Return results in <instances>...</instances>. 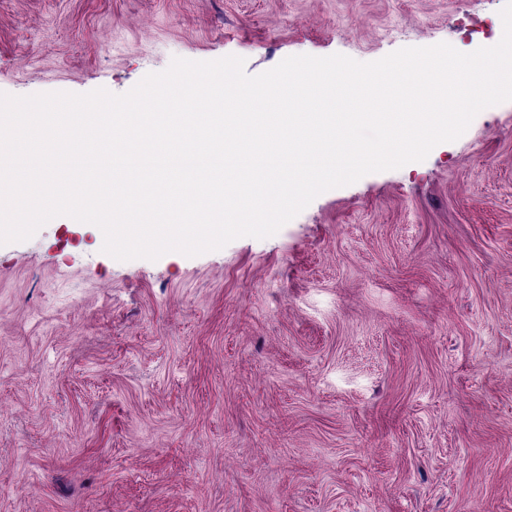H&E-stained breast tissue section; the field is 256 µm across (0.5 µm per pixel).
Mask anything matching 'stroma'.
I'll return each instance as SVG.
<instances>
[{"instance_id": "stroma-1", "label": "stroma", "mask_w": 512, "mask_h": 512, "mask_svg": "<svg viewBox=\"0 0 512 512\" xmlns=\"http://www.w3.org/2000/svg\"><path fill=\"white\" fill-rule=\"evenodd\" d=\"M505 0H0V93L496 45ZM0 245V512H512V101L275 235Z\"/></svg>"}]
</instances>
